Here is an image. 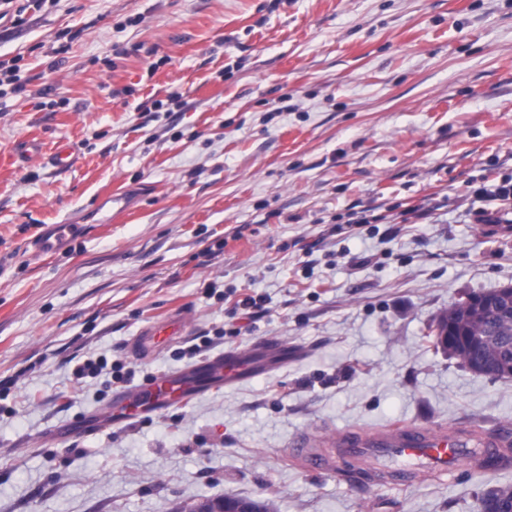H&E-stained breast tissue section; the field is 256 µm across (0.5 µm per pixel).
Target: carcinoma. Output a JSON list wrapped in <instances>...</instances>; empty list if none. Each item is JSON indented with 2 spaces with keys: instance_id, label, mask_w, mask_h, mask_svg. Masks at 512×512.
<instances>
[{
  "instance_id": "obj_1",
  "label": "carcinoma",
  "mask_w": 512,
  "mask_h": 512,
  "mask_svg": "<svg viewBox=\"0 0 512 512\" xmlns=\"http://www.w3.org/2000/svg\"><path fill=\"white\" fill-rule=\"evenodd\" d=\"M441 326V331H448V326H453L451 335L467 336L474 341L484 356L493 358L498 353L500 342L512 338V318L495 320L487 319L474 305L464 302L457 303L442 311L435 319L430 331H435L436 326ZM232 501L226 498H202L179 504L175 512H213L219 507V502ZM495 504L499 507H512V487H498L490 489L481 498V508L486 509Z\"/></svg>"
}]
</instances>
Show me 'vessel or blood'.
<instances>
[{"label": "vessel or blood", "instance_id": "obj_1", "mask_svg": "<svg viewBox=\"0 0 512 512\" xmlns=\"http://www.w3.org/2000/svg\"><path fill=\"white\" fill-rule=\"evenodd\" d=\"M82 233L78 224H52L35 241L38 254L56 252L58 247ZM185 327L183 318L173 317L147 327L135 336L138 350H156L179 338ZM242 376L240 355L231 350L201 361L177 374L152 376L131 390L114 396L107 415L92 417L90 426L106 422H135L141 418L178 407L198 394L220 385L232 383ZM512 439L487 432L474 438L462 428H425L409 422H394L376 430H345L336 436V453L316 447L305 437L289 450V456L300 468L332 474L338 458H350L363 464L373 477L394 484H408L424 474H445L472 466L483 459L496 464L505 454Z\"/></svg>", "mask_w": 512, "mask_h": 512}]
</instances>
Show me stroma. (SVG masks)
<instances>
[{"instance_id":"stroma-1","label":"stroma","mask_w":512,"mask_h":512,"mask_svg":"<svg viewBox=\"0 0 512 512\" xmlns=\"http://www.w3.org/2000/svg\"><path fill=\"white\" fill-rule=\"evenodd\" d=\"M0 512H480L512 467L406 485L293 439L407 421L512 431V378L426 342L441 310L512 286V233L473 192L512 174V0H46L0 21ZM180 91V102L169 101ZM69 143L71 167L22 142ZM129 214L105 221L107 193ZM78 239L34 255L44 225ZM243 294L265 299L256 319ZM186 335L132 354L145 327ZM287 363L59 441L144 379L262 341ZM199 354H190L193 345ZM104 358L94 377L75 367ZM233 501L235 499H247L252 503L254 509L253 512H271L272 502L270 499L265 500H253L248 498H236V497H215V498H202L192 501L180 503L175 512H213L215 508L219 507V501L225 502Z\"/></svg>"}]
</instances>
